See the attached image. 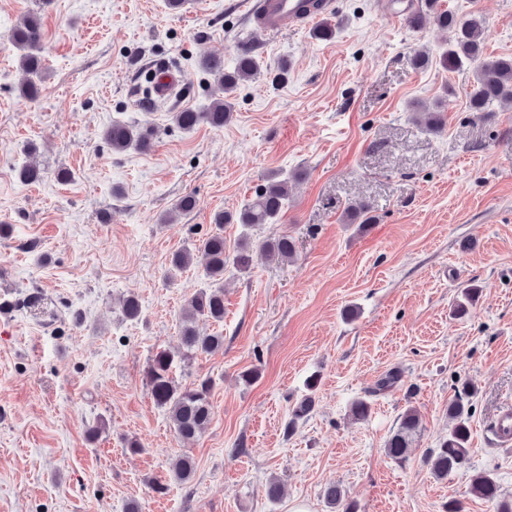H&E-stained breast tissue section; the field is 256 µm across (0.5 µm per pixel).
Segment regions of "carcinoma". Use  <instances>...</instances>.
<instances>
[{
    "instance_id": "carcinoma-1",
    "label": "carcinoma",
    "mask_w": 512,
    "mask_h": 512,
    "mask_svg": "<svg viewBox=\"0 0 512 512\" xmlns=\"http://www.w3.org/2000/svg\"><path fill=\"white\" fill-rule=\"evenodd\" d=\"M427 2L428 10L417 9L407 13L408 24L419 29L431 20L451 33L448 48L439 54V64L448 72L460 71L467 66L473 70L474 84L469 96V111L487 112L495 103L512 104V56L486 54L483 25L477 17H465L449 8L445 9L440 0ZM44 39L41 14L34 11L22 18L9 37L10 45L18 54L19 65L26 74L20 96L29 102L38 99L42 93L45 79ZM199 67L214 77L218 90L205 109L198 111L187 108L173 113V122L187 132L202 124L213 128L224 127L233 116L231 95L241 83L252 81L260 75L259 62L248 48L238 52L230 68L224 67V58L221 56L206 57L199 61ZM418 121L432 132L440 131L443 126L441 112L435 108L419 113ZM103 140L114 153L130 150L148 153L152 148L153 130L149 126L114 121L103 131ZM288 183V175H272L267 184L258 187L254 196L239 211L216 213L213 218L216 231L202 240L195 251L186 249L173 254L171 265L174 268H187L197 259L204 266L210 280L208 287L195 293L185 308L180 331V352L183 355L210 353L224 346L222 334L201 335L193 323L199 319L217 323L224 321V272L228 267L240 272L246 271L250 266L251 252L255 248L281 262L294 259L295 245L286 235L255 243L244 233L237 247L230 252L224 243L223 232L226 224H239L248 229L277 223L288 204ZM480 294L481 289L474 285L462 288L460 299L453 308L454 315H468ZM174 360L175 354L167 350L157 352L145 370L146 386L155 404L168 412L177 435L184 440H191L204 433L210 424L213 383L209 377H199L187 387L176 386L171 376ZM468 403L469 393L463 391L448 404L452 425L447 436L440 440L438 447L428 456L433 473L439 477L464 469L469 464L471 431ZM312 406L313 398L309 394L294 404L287 433H293L299 422L309 416ZM418 429V412L409 408L400 417L397 430L386 441V454L395 460L404 458ZM194 472L195 461L189 455L182 456L174 469L176 479L182 483L189 481ZM472 489L482 499L494 503L496 512H512V500L502 498L500 487L491 475L480 473L474 476ZM325 497L329 504L341 508L342 512H356L355 504L347 501L341 488L335 484L326 488Z\"/></svg>"
}]
</instances>
